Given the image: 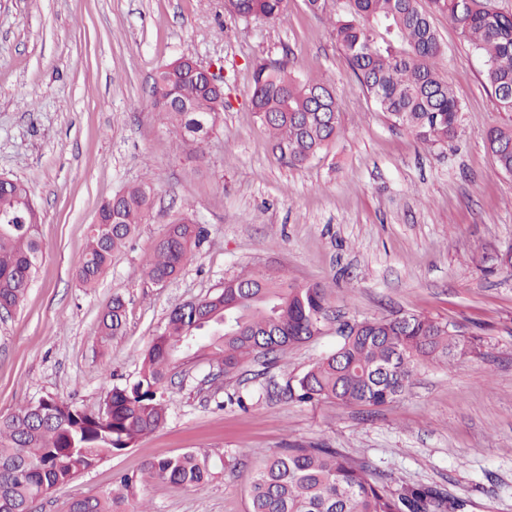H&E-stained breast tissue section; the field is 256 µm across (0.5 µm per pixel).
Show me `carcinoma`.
Masks as SVG:
<instances>
[{
  "mask_svg": "<svg viewBox=\"0 0 512 512\" xmlns=\"http://www.w3.org/2000/svg\"><path fill=\"white\" fill-rule=\"evenodd\" d=\"M348 10L331 21L336 43L356 82L393 126L419 142L443 147L462 132L463 107L440 70L445 50L419 0H346ZM448 16L485 63V80L498 112L512 113V13L488 0H430ZM241 18L276 20L284 0H225ZM174 89L185 109L157 112L176 135L196 140L209 133L224 101L216 89L177 58L156 71L153 102ZM252 110L288 163L304 164L342 129L341 104L323 81H301L284 60H260L253 70ZM486 143L495 165L512 173V123L492 125ZM153 186H129L103 202V223L77 268V279L93 287L112 256L144 223ZM40 212L19 180L0 187V308L20 306L43 255ZM203 229L186 217L171 224L155 243L147 273L157 283L174 279L194 258ZM331 319L324 288L288 282L264 271L224 281L215 294L173 307L145 350L135 382L114 386L101 418L68 402L47 397L0 416V512H29L57 486L67 485L109 455L120 453L167 421L165 383L177 369L203 360L222 365L224 377L263 359L272 366L294 346L319 335ZM125 301L119 295L100 320L101 340L122 334ZM481 354V344L460 327L404 314L358 321L329 353L286 381L282 391L299 402L379 407L407 392L421 367L453 364ZM212 476L209 453L188 450L147 462L136 476H122L109 491L82 496L70 512H151L135 508L137 488L166 483L192 488ZM249 512H459L463 504L437 485L392 487L374 477L367 462L356 464L334 448L294 444L265 456L250 482Z\"/></svg>",
  "mask_w": 512,
  "mask_h": 512,
  "instance_id": "1",
  "label": "carcinoma"
}]
</instances>
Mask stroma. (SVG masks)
Listing matches in <instances>:
<instances>
[{
	"label": "stroma",
	"mask_w": 512,
	"mask_h": 512,
	"mask_svg": "<svg viewBox=\"0 0 512 512\" xmlns=\"http://www.w3.org/2000/svg\"><path fill=\"white\" fill-rule=\"evenodd\" d=\"M432 22L464 107L461 136L442 148L391 127L357 87L328 15L304 0L273 22L231 15L224 0H0V175L29 187L44 246L23 303L0 317V415L48 396L97 410L112 386L135 380L175 305L244 270L325 286L340 320L422 314L481 337L486 351L425 366L380 408L279 394L335 348L332 323L277 367L246 364L215 388L217 366L197 363L168 385L163 427L33 512H69L152 458L192 449L213 458L207 483H156L139 499L152 512H248L256 466L294 443L336 448L395 484L441 486L463 512H512V174L485 140L508 117L472 45L446 15ZM181 56L224 67L228 105L198 145L164 127L148 94L154 71ZM282 58L299 79H329L341 99L340 136L300 166L281 159L249 103L255 63ZM145 179L149 220L83 287L75 271L100 204ZM186 214L204 237L190 265L156 284L145 262ZM116 294L125 330L103 345L98 320ZM234 391L246 407L226 403Z\"/></svg>",
	"instance_id": "1"
}]
</instances>
